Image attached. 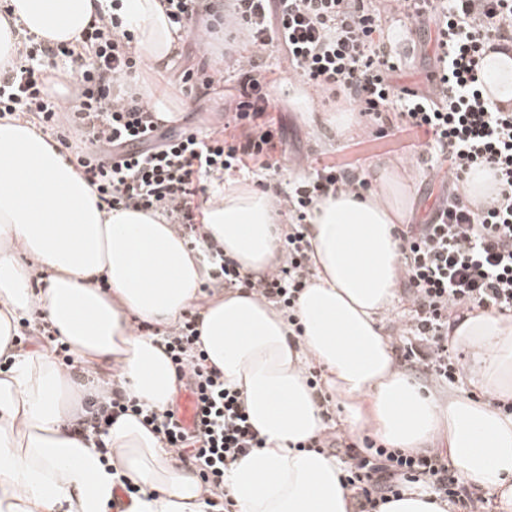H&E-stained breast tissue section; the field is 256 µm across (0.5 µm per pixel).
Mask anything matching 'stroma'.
I'll return each instance as SVG.
<instances>
[{"label": "stroma", "mask_w": 512, "mask_h": 512, "mask_svg": "<svg viewBox=\"0 0 512 512\" xmlns=\"http://www.w3.org/2000/svg\"><path fill=\"white\" fill-rule=\"evenodd\" d=\"M384 39L406 56L405 66L395 78L396 84L426 90V75L431 65L420 53L411 51V43L406 40L402 28L395 22H387ZM181 70V65H174L168 69L166 79L173 93L181 95L184 112L192 114L194 124L202 129H221L224 110L228 106L223 91H216L201 101L185 97L180 81ZM270 78L275 82L276 108L273 115L281 127L285 149L281 159L282 174L277 183L279 190H287L293 176L294 161L299 157L309 163L350 164L361 174L368 173L371 167L386 164L408 167L414 172L408 221L412 224L424 222L434 198L423 174L424 166L418 161L426 141L423 132L406 129L381 135L375 126L361 118L352 136H339L326 118L332 112L349 111L348 102L341 98L333 102L324 100L314 88L292 79L288 58L282 53L273 61Z\"/></svg>", "instance_id": "35a3bbf8"}]
</instances>
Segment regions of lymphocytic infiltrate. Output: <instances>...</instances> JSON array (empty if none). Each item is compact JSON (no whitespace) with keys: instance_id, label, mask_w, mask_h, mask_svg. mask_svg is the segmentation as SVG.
<instances>
[{"instance_id":"obj_1","label":"lymphocytic infiltrate","mask_w":512,"mask_h":512,"mask_svg":"<svg viewBox=\"0 0 512 512\" xmlns=\"http://www.w3.org/2000/svg\"><path fill=\"white\" fill-rule=\"evenodd\" d=\"M169 24L205 42L198 22L225 15L246 29L251 52L234 70L235 109L224 128L203 133L159 121L128 84L138 63L133 35L122 28L123 0L83 34L84 52L67 43L28 40L10 69L0 70V117H38L57 142L71 150L84 178L109 209L153 210L177 225L190 247L201 246L200 217L213 181L249 171L270 182L282 167L276 154L282 134L271 111L268 61L283 50L295 78L328 98H343L378 130L421 129L428 137L424 163L442 192L427 220L396 229L404 292L411 303L397 360L446 383L459 368L448 353V321L483 308L512 313V107L485 91L482 62L512 44V0H161ZM401 16L413 25L420 49H432L428 93L398 87L402 66L388 48L383 24ZM62 59L74 78V105L51 92L42 74L48 59ZM488 170L495 195L472 209L463 188L476 169ZM352 167L324 165L289 182L276 201L289 219L285 259L276 271L241 275L223 250L204 248L211 280L247 288L295 324L297 298L312 276L306 219L314 203L345 189H368ZM202 247V246H201ZM198 317L184 315L163 338L176 377L193 387L197 422L180 426L177 410H162L113 389L96 409L97 431L113 418L135 414L152 426L166 448L193 466L213 512H226L224 479L240 457L264 447L248 421L240 391L206 363L197 349ZM315 451L342 464V481L358 512H379L391 498L418 488L445 502L449 512H485L486 500L469 491L437 450L409 455L366 436H316Z\"/></svg>"}]
</instances>
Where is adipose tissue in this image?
Segmentation results:
<instances>
[{
  "label": "adipose tissue",
  "instance_id": "obj_1",
  "mask_svg": "<svg viewBox=\"0 0 512 512\" xmlns=\"http://www.w3.org/2000/svg\"><path fill=\"white\" fill-rule=\"evenodd\" d=\"M102 0H7L0 11V67L17 55V27L82 48ZM130 30L144 69L162 73L179 46L159 0H129ZM377 189L320 199L308 224L313 276L296 303V326L239 288L204 294L199 251L153 212L101 204L58 142L32 123L0 118V512H208L194 473L151 427L121 416L101 436L91 403H108L110 369L131 396L164 408L177 393L162 336L189 309L200 319L208 366L239 390L265 447L236 461L224 482L234 512H353L334 457L305 448L328 430L319 392L346 409L354 434L424 452L443 443L462 481L497 495L512 512V317L477 308L448 332L469 357L473 396L440 398L395 367L381 317L398 297L394 228L408 214L397 172ZM204 244L244 270H267L281 254L282 226L270 194L225 182L204 203ZM48 324L29 349L21 320ZM65 346L85 370L73 380ZM321 370L312 389L306 373ZM138 492L120 496L123 484Z\"/></svg>",
  "mask_w": 512,
  "mask_h": 512
}]
</instances>
